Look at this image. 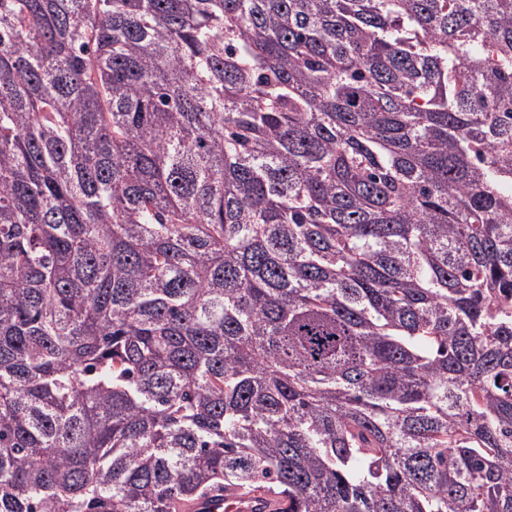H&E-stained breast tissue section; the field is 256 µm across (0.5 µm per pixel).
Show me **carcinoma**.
I'll return each instance as SVG.
<instances>
[{
    "mask_svg": "<svg viewBox=\"0 0 512 512\" xmlns=\"http://www.w3.org/2000/svg\"><path fill=\"white\" fill-rule=\"evenodd\" d=\"M512 512V0H0V512Z\"/></svg>",
    "mask_w": 512,
    "mask_h": 512,
    "instance_id": "carcinoma-1",
    "label": "carcinoma"
}]
</instances>
